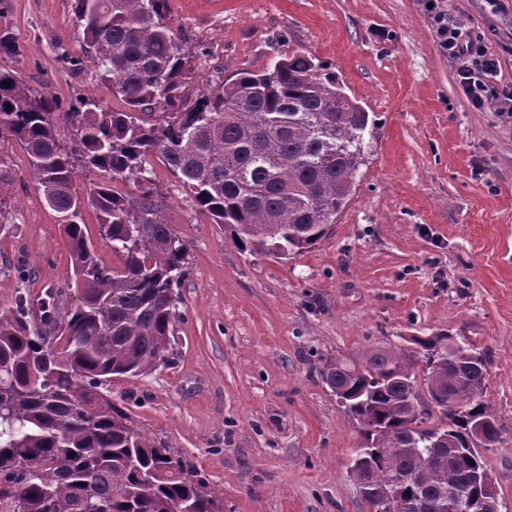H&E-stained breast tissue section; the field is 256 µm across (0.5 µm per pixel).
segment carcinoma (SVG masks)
<instances>
[{
  "instance_id": "carcinoma-1",
  "label": "carcinoma",
  "mask_w": 512,
  "mask_h": 512,
  "mask_svg": "<svg viewBox=\"0 0 512 512\" xmlns=\"http://www.w3.org/2000/svg\"><path fill=\"white\" fill-rule=\"evenodd\" d=\"M73 15L86 57L124 109L85 98L62 114L53 97L0 70V141L21 145L60 218L73 290L62 309L60 292L50 304L24 292L0 310V512H216L203 481L173 470L168 449L101 392L155 370L177 319L173 288L188 245L156 195L151 160L241 250L286 258L320 243L348 204L369 116L331 67L299 54L189 101L170 0H74ZM8 167L0 152V220ZM79 169L103 175L84 196ZM88 207L119 265L87 236ZM474 355L437 333L324 360L322 383L360 426L366 464L351 478L363 497L400 498L402 512H491L497 490L475 476L501 427ZM418 377L436 387V405L412 392ZM477 421L486 440L472 447Z\"/></svg>"
}]
</instances>
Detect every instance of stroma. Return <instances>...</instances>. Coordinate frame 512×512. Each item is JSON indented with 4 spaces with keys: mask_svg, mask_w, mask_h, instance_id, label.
<instances>
[{
    "mask_svg": "<svg viewBox=\"0 0 512 512\" xmlns=\"http://www.w3.org/2000/svg\"><path fill=\"white\" fill-rule=\"evenodd\" d=\"M73 0H0V69L61 111L122 102L81 52ZM447 0L481 31L512 89V0ZM190 94L281 53L330 64L368 112L367 162L332 233L285 261L240 250L198 213L162 162L155 183L187 241L164 362L113 379L133 425L190 465L221 512H365L349 468L358 423L322 383L325 358L446 332L485 359L502 429L485 453L512 512V118L472 105L440 53L422 0H170ZM9 232L0 309L18 293L67 290L62 227L24 151L7 146Z\"/></svg>",
    "mask_w": 512,
    "mask_h": 512,
    "instance_id": "1",
    "label": "stroma"
}]
</instances>
